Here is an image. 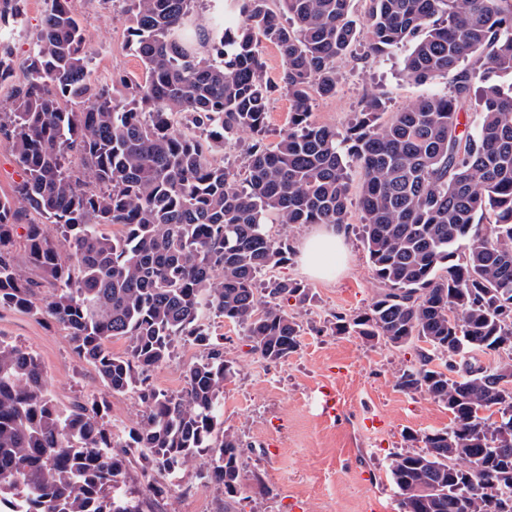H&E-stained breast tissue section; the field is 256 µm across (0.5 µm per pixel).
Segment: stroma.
<instances>
[{"label": "stroma", "instance_id": "obj_1", "mask_svg": "<svg viewBox=\"0 0 512 512\" xmlns=\"http://www.w3.org/2000/svg\"><path fill=\"white\" fill-rule=\"evenodd\" d=\"M51 0H25L18 23L0 28L10 42L15 63L27 57ZM92 47L91 78L110 81L121 73L142 79L143 67L128 44L123 0H70ZM409 45L390 53L361 55L353 51L339 63L341 83L335 96L316 97L313 120L336 130L351 123L368 95L380 96L386 112H397L431 91H447L450 78L417 84L403 73ZM350 198L346 226L344 270L336 278L313 279L299 263L300 246L313 225L270 227L273 237H287L289 259L274 277L302 282L308 301L298 320L301 347L281 363H271L251 351L243 327L207 316L214 343L233 361L237 373L224 387L222 429L238 436L248 468L247 486L264 481L270 495H250L232 512H363L376 501L399 512L388 469L389 453L411 448L408 436L447 428V408L428 396L399 385L402 370L417 360V345L399 349L379 342L364 344L358 336L337 334V316L365 311L379 285L372 275L361 241V212L357 205L363 181L350 167ZM0 334L16 339L42 361L55 399L63 405L101 389L94 367L71 350L64 331L13 309H0ZM202 348L178 344L167 365L153 375L156 389L180 394L183 371L201 358ZM333 389L337 415L322 416V389ZM145 512H225L224 499L212 487L200 485L194 470L171 479L167 494L146 501Z\"/></svg>", "mask_w": 512, "mask_h": 512}]
</instances>
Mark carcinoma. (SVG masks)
Returning a JSON list of instances; mask_svg holds the SVG:
<instances>
[{
	"label": "carcinoma",
	"mask_w": 512,
	"mask_h": 512,
	"mask_svg": "<svg viewBox=\"0 0 512 512\" xmlns=\"http://www.w3.org/2000/svg\"><path fill=\"white\" fill-rule=\"evenodd\" d=\"M123 2L143 80L92 84L83 26L69 0H51L25 81L0 113L21 170L0 196V308L60 326L102 384L61 406L37 354L0 336V512H142L125 490L134 458L155 498L194 467L224 504L242 500L240 442L216 439L234 364L204 319L245 328L270 362L300 349L298 314L281 302L302 308L308 292L261 281L290 250L267 225L345 223L352 163L380 288L365 312L336 316V333L423 343L399 386L452 415L446 429L409 434L422 447L390 455L400 512H512V82L490 79L512 76V0H369L363 26L351 0H221L206 25L198 0ZM21 4L4 0L0 23ZM362 39L372 54L409 42L406 78L451 74L453 84L386 121L372 95L343 132L314 122L313 94L336 95V63ZM266 44L282 58L277 81ZM11 55L1 42L0 85ZM277 94L288 97V129L269 145ZM470 98L472 132L461 129ZM241 133L251 139L243 166L214 161ZM20 227L25 263L51 285L41 298L15 260ZM179 341L206 354L168 395L151 378ZM479 352L507 359L476 367ZM127 392L142 413L111 432L106 397Z\"/></svg>",
	"instance_id": "1"
}]
</instances>
